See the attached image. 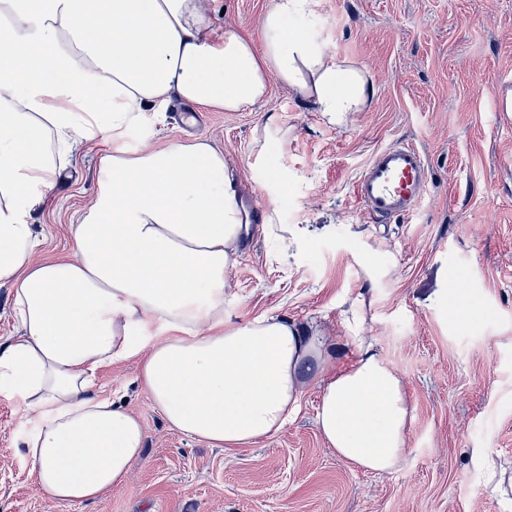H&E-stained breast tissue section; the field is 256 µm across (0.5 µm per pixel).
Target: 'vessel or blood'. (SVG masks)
<instances>
[{"label": "vessel or blood", "mask_w": 512, "mask_h": 512, "mask_svg": "<svg viewBox=\"0 0 512 512\" xmlns=\"http://www.w3.org/2000/svg\"><path fill=\"white\" fill-rule=\"evenodd\" d=\"M428 179L423 152L399 142L373 154L355 182L354 194L374 219L386 223L416 212Z\"/></svg>", "instance_id": "vessel-or-blood-1"}]
</instances>
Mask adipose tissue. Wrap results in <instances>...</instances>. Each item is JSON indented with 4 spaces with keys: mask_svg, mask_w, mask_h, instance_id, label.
<instances>
[{
    "mask_svg": "<svg viewBox=\"0 0 512 512\" xmlns=\"http://www.w3.org/2000/svg\"><path fill=\"white\" fill-rule=\"evenodd\" d=\"M309 13L310 0H273L256 41L217 30L204 0H0V286L21 324L0 344V394L21 405L24 456L50 500L95 499L140 457V419L94 383L100 366L133 357L140 388L189 438H271L313 383L316 425L337 457L375 473L404 460L406 387L358 322L336 338L280 316L225 322L247 225L223 152L203 137L123 142L174 98L253 108L273 77L330 119L361 111L373 95L363 72L288 27ZM97 140L109 147L73 251L40 257L28 219L59 161Z\"/></svg>",
    "mask_w": 512,
    "mask_h": 512,
    "instance_id": "1",
    "label": "adipose tissue"
}]
</instances>
